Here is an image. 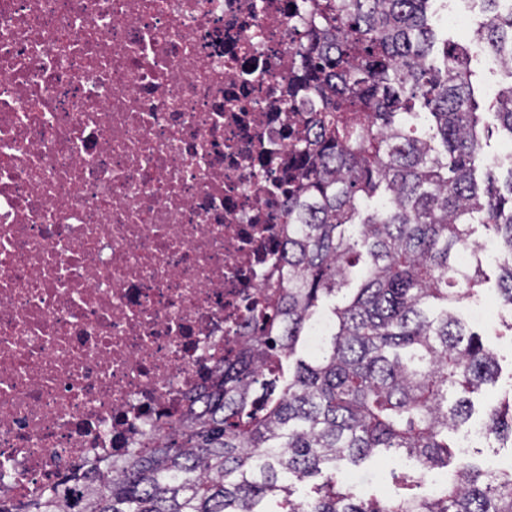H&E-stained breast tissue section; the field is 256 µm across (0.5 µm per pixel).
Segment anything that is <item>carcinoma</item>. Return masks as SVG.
<instances>
[{"mask_svg": "<svg viewBox=\"0 0 512 512\" xmlns=\"http://www.w3.org/2000/svg\"><path fill=\"white\" fill-rule=\"evenodd\" d=\"M431 0H317L293 94L304 135L292 144L298 186L288 194L284 275L251 313L254 334L216 366L210 386L110 474L73 472L0 512H512V468L491 475L451 451L471 418L470 394L498 359L456 311L484 281L476 214L502 253L497 286L512 306V174L505 187L474 176L483 134L465 46L445 40L430 61ZM486 2L471 32L487 52L512 43V13ZM433 133L414 127L416 103ZM494 116L512 139V83ZM381 208L363 216L362 197ZM472 247L465 271L457 254ZM342 303L336 294L353 280ZM318 319L330 332L305 350ZM508 414L486 415V437L512 436ZM382 450L423 469L455 466L428 498L358 500L337 477ZM320 475L308 502L294 479ZM87 482L75 496L67 483Z\"/></svg>", "mask_w": 512, "mask_h": 512, "instance_id": "1", "label": "carcinoma"}]
</instances>
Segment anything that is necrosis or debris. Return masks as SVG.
Returning a JSON list of instances; mask_svg holds the SVG:
<instances>
[{
	"label": "necrosis or debris",
	"instance_id": "4bbe7bcc",
	"mask_svg": "<svg viewBox=\"0 0 512 512\" xmlns=\"http://www.w3.org/2000/svg\"><path fill=\"white\" fill-rule=\"evenodd\" d=\"M314 0H0V499L181 417L284 265Z\"/></svg>",
	"mask_w": 512,
	"mask_h": 512
}]
</instances>
